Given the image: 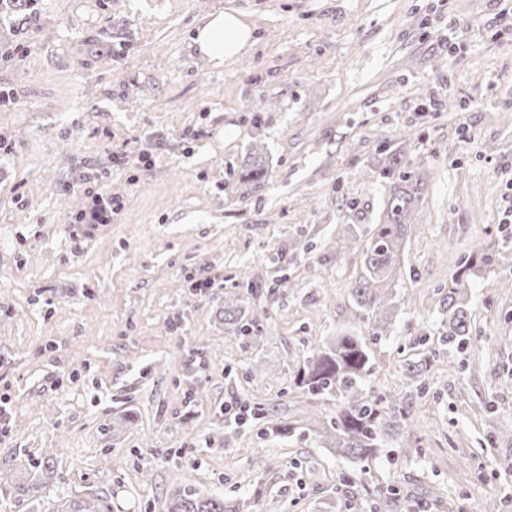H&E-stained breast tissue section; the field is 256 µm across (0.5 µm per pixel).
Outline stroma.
<instances>
[{
  "mask_svg": "<svg viewBox=\"0 0 512 512\" xmlns=\"http://www.w3.org/2000/svg\"><path fill=\"white\" fill-rule=\"evenodd\" d=\"M220 9L256 43L217 69L191 40ZM397 141L427 196L370 383L413 424L358 469L307 429L336 400L288 384L312 345L367 332L362 253L334 242L367 241L386 193L368 172ZM255 146L257 189L239 180ZM92 184L124 208L78 236ZM487 242L512 247V0H0V476L53 464L7 512L92 493L162 512L186 484L247 512H375L366 485L397 489L393 512H512L511 266L469 283L480 351L442 342L451 278ZM419 353L422 388L402 366ZM257 403L296 431L262 433Z\"/></svg>",
  "mask_w": 512,
  "mask_h": 512,
  "instance_id": "1",
  "label": "stroma"
}]
</instances>
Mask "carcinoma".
Segmentation results:
<instances>
[{
    "mask_svg": "<svg viewBox=\"0 0 512 512\" xmlns=\"http://www.w3.org/2000/svg\"><path fill=\"white\" fill-rule=\"evenodd\" d=\"M379 163L369 171L376 181L388 185L378 224L362 249L360 269L351 292L355 304L369 319V333L374 341L391 331V320L398 307L395 293L403 276L404 254L415 216L426 197V173L412 166L403 147L379 148ZM268 177V169L260 152L251 154L242 182L256 187ZM512 262L509 251L498 244H482L458 267L443 301L447 330L442 341L463 347L474 337L475 323L468 305L467 283L478 272H486ZM242 308L229 304L224 320L239 325L238 331L249 335L253 324L243 321ZM431 360H406L410 379L424 381ZM371 354L363 338L345 333L322 348H314L294 375L291 387L301 394L322 399L341 400L336 411L310 421V431L323 438L333 452L354 463H364L377 456L389 433H401L410 423V412L398 398L381 394L367 386L371 375ZM253 415L262 420L267 433L283 435L296 429V421H284L270 408H255ZM50 468V458L28 463L24 478L11 481L17 496L34 498L43 489L42 475ZM245 501L235 499L232 505L222 498L205 495L184 486L170 495L164 512H243ZM62 512H109L103 497L94 495L67 506Z\"/></svg>",
    "mask_w": 512,
    "mask_h": 512,
    "instance_id": "carcinoma-1",
    "label": "carcinoma"
}]
</instances>
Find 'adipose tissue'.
<instances>
[{
  "mask_svg": "<svg viewBox=\"0 0 512 512\" xmlns=\"http://www.w3.org/2000/svg\"><path fill=\"white\" fill-rule=\"evenodd\" d=\"M193 44L201 56L220 67L249 51L254 44V26L239 12L215 11L197 25Z\"/></svg>",
  "mask_w": 512,
  "mask_h": 512,
  "instance_id": "adipose-tissue-1",
  "label": "adipose tissue"
}]
</instances>
